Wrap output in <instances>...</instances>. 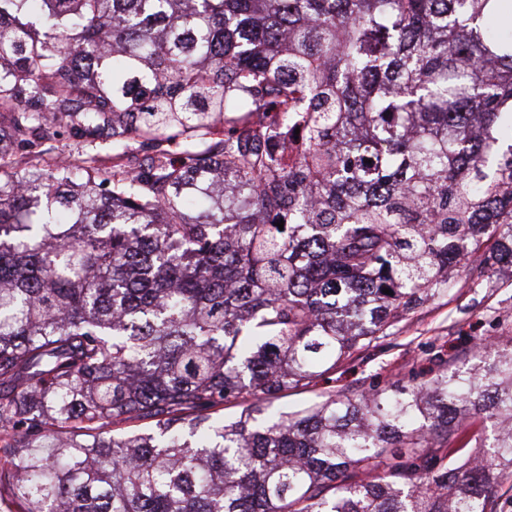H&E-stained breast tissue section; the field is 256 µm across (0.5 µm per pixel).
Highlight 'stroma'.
Returning a JSON list of instances; mask_svg holds the SVG:
<instances>
[{
  "mask_svg": "<svg viewBox=\"0 0 512 512\" xmlns=\"http://www.w3.org/2000/svg\"><path fill=\"white\" fill-rule=\"evenodd\" d=\"M478 342L496 350L512 346V270L490 268L476 282L460 277L456 288L408 313L375 348L337 366L314 387L278 394L263 404L261 415L393 381L417 384L439 362L455 360Z\"/></svg>",
  "mask_w": 512,
  "mask_h": 512,
  "instance_id": "1",
  "label": "stroma"
}]
</instances>
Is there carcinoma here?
Here are the masks:
<instances>
[{"label": "carcinoma", "mask_w": 512, "mask_h": 512, "mask_svg": "<svg viewBox=\"0 0 512 512\" xmlns=\"http://www.w3.org/2000/svg\"><path fill=\"white\" fill-rule=\"evenodd\" d=\"M504 10L0 0V143L49 156L19 176L0 147V504L497 512L512 348L256 414L482 272L473 257L512 267V36L485 27ZM104 122L114 155L147 161L55 154L61 124L92 140Z\"/></svg>", "instance_id": "1"}]
</instances>
